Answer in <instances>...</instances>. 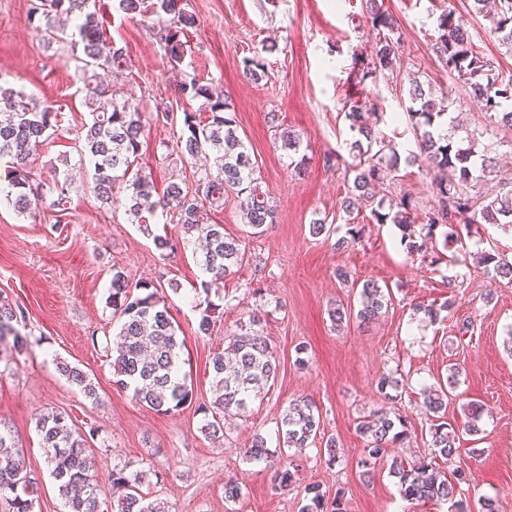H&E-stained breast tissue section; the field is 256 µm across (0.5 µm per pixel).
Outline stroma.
<instances>
[{
  "mask_svg": "<svg viewBox=\"0 0 512 512\" xmlns=\"http://www.w3.org/2000/svg\"><path fill=\"white\" fill-rule=\"evenodd\" d=\"M383 2L399 24L402 60L389 78L359 88L350 75L352 57L366 51L375 37L361 20V0H187L196 25L187 34L182 68L212 81L228 97L261 187L275 206L269 230L247 240L249 252L265 267L262 302L248 292L251 268H242L225 280L216 324L204 336L197 332L200 271L192 238L169 217L158 218L154 232L180 242L174 254L164 256L130 223L123 207L102 208L90 190L92 171L80 163L69 138L70 130L88 119L71 50L47 44L28 23L29 0H0V76L36 103L60 111V132L38 149L34 170L47 182L61 166L74 177L66 214L45 206L36 218H23L0 206V292L23 308L25 330L38 339L0 370V425L27 450V466L41 488L35 512H62L64 504L34 429L36 413L51 409L67 412L78 427L98 428L94 455L101 485H109L117 464L154 469L140 490L165 499L169 512H301L311 483L321 484L331 497L343 492V512H448L442 503L404 499L390 467L396 458L409 462L431 454L422 390L445 379L453 364L461 376L448 400L449 422L462 423L466 408L482 410L478 432L460 435L468 478L462 497L474 507L480 498L495 496L501 512H512V351L506 345L512 283L491 279L478 262L485 252L512 260V227L457 226L447 250L455 261L436 268L431 253L407 252L391 224L369 225L360 242L342 250L309 232L310 224L321 220L337 226L338 236L346 234L342 201L350 184L343 168L326 166L325 159L347 154L353 135L342 106L360 93L376 103L379 130L405 157L395 177L381 185V196H410L421 213L431 207L427 163L407 158L415 147L404 113L412 75L433 92L449 93L457 137L475 136L480 147L491 149L496 174L475 182L474 192L499 188L502 177L512 178V131L485 119L434 50L436 13L449 7L465 12L467 0ZM97 7L132 69L128 78L105 76V84L149 113L159 106H181L179 78L158 26L116 12L112 0H99ZM468 32L496 72L512 75V51L490 36L483 17L470 16ZM269 43L274 51L263 52ZM254 54L266 66L258 82L243 71L244 57ZM274 121L300 133L301 150L311 159L304 176L292 174L271 131ZM180 129L177 123L153 121L142 140L140 162L151 170L157 189L172 181L190 185L196 178L194 167L172 148ZM341 269L346 272L342 278L337 275ZM117 271L166 290L173 323L186 342L183 370L192 404L161 415L114 384L108 348L118 323L106 299ZM446 276L458 291L446 320L432 324L414 316L415 304L447 298ZM368 279L390 289L388 311L365 326L353 319L335 327L330 309L357 306ZM254 310L262 314L279 361L275 385L245 416L226 421L223 437H208L201 431L204 416L197 405L211 397V358ZM301 343L309 359L304 370L295 364V347ZM57 357L95 379L99 402L86 399L57 372ZM395 372L406 386L400 398L390 400L377 383L381 375ZM297 398L316 406L321 433L336 440L337 461L328 464L327 453L309 448L295 483L277 490L270 472L242 450L257 434L276 447V422ZM380 411L405 417L412 440L409 447L389 449L387 458L367 472L358 465L365 442L356 424ZM231 477L242 487L234 503L224 500V483Z\"/></svg>",
  "mask_w": 512,
  "mask_h": 512,
  "instance_id": "obj_1",
  "label": "stroma"
}]
</instances>
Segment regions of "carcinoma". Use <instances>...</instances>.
Here are the masks:
<instances>
[{
    "label": "carcinoma",
    "instance_id": "cac0c4a2",
    "mask_svg": "<svg viewBox=\"0 0 512 512\" xmlns=\"http://www.w3.org/2000/svg\"><path fill=\"white\" fill-rule=\"evenodd\" d=\"M185 2L115 0V9L131 16H155L164 23L167 59L177 68L187 54V31L196 24ZM363 2L365 22L376 34L362 60L361 83L375 81L391 71L400 48L396 22L384 8L383 0ZM469 2L470 12L489 22V33L512 49V0H498L499 6L493 10L487 8V0ZM29 21L44 31L47 40L66 41L81 48L76 71L84 85L89 120L76 130L75 148L80 160L93 168L91 189L98 202L106 209L114 207L118 203L116 182H124L126 195L121 205L131 223L147 234L159 214L176 213L184 234L203 243L198 258L202 275L199 288L206 294L212 285L249 265L246 242L226 232L224 225L212 220L211 214L224 208L229 198H236L249 228L246 236L256 237L265 234L273 223L275 209L271 197L260 186L257 167L238 135L236 113L226 98L196 76L183 74L180 91L187 102H196L198 107L183 112L176 148L188 162L204 154L212 158V163L197 171L195 187L171 182L158 196L151 173L139 163L141 137L147 125L145 112L135 102L112 98L106 87L95 82L98 69L116 77L131 73L126 51L107 36L98 18L96 0H31ZM435 32L443 66L467 86L470 98L481 105L489 122L512 130V76L503 79L490 60L480 56L462 16L455 11L444 10L438 15ZM408 95L407 116L417 135L420 153L429 160V171L433 174L434 206L418 222L411 199L402 197L387 203L377 198L383 172L398 170L401 156L393 140L364 120V111L375 107V103L364 100L343 104L345 120L354 134L348 143L353 158L348 167L354 173L353 186L343 201V210L351 215L370 207L372 222L395 225L401 231V243L410 252L435 245L437 231L443 226H468L481 220L486 224L511 225L512 188L486 199L468 192L476 179L474 172L486 173L491 161L487 155L478 153L475 138L456 140L454 132L445 128L448 96L435 97L415 78L410 80ZM59 114L54 106L39 105L9 84L0 83V162H5L0 204L11 205L24 218L36 217V210L49 194L51 207L61 212L68 210L73 182L69 173L63 172L49 188L30 167L33 153L59 130ZM277 131L281 148L288 153L289 167L296 175H302L307 170L308 157L300 152V136L286 128L279 127ZM483 264L493 276L512 280V261L488 253ZM443 284L448 288V298L440 305L416 304L415 313H424L434 323L454 305L455 280L447 278ZM108 301L120 322L112 354L115 384L132 391L136 400L163 414L192 402L193 391L182 373L185 343L177 335L163 293L147 281L132 284L117 271L112 275ZM390 305V293L366 281L356 315L338 306L331 311V320L339 327L353 316L367 325ZM217 310L219 305L209 299L198 307V333L206 335L212 331ZM24 319L22 308L0 294V340L13 338L8 349L0 350V362L11 361L14 354L30 345L29 336L16 328ZM55 366L84 397L98 402V387L89 374L65 360H56ZM211 368V401L200 403L198 410L211 415L201 430L215 438L224 432V423L216 416L226 418L249 412L254 401L267 394L275 383L278 360L264 336L260 311L239 323L238 331L228 337L224 351L212 357ZM459 384L460 368L453 365L445 382L424 390L423 407L431 415V447L434 456L445 461L459 455V428L475 430L480 416L475 407L465 414L463 426L448 423V395ZM34 427L66 512H168L163 499H149L140 492L146 473H129L125 464L113 467L110 489L101 487L92 451L99 435L97 428L82 430L62 411L36 414ZM276 428L279 453L271 451L260 435L242 452L247 459L265 462L273 468L272 482L280 490L295 482L298 461L320 435V416L315 414L311 402L296 400L284 408ZM356 431L366 441L360 459L365 468L381 461L387 449L402 448L411 438L402 416L392 418L383 412L359 421ZM392 473L398 478L400 494L408 500L443 501L450 504L451 512H471L468 503L458 497V487L466 482V472L460 465L448 477L436 468L434 460L422 457L394 465ZM39 491V482L27 468L24 448L10 432L0 430V500L12 512H35ZM306 494L308 503L303 512H343L339 494L329 502L318 485L306 487Z\"/></svg>",
    "mask_w": 512,
    "mask_h": 512
}]
</instances>
